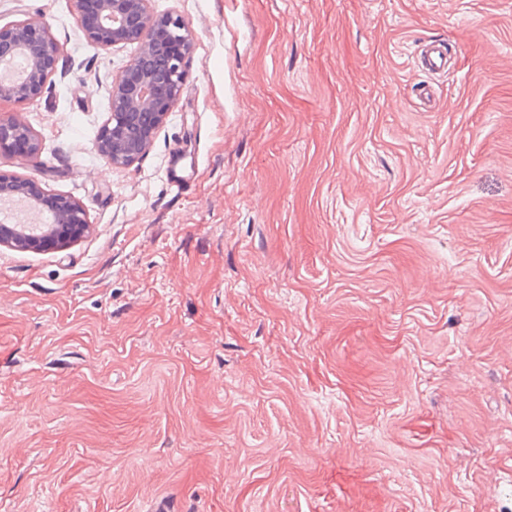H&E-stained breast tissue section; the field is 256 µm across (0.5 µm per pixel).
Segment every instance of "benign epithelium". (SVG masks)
<instances>
[{
    "label": "benign epithelium",
    "mask_w": 512,
    "mask_h": 512,
    "mask_svg": "<svg viewBox=\"0 0 512 512\" xmlns=\"http://www.w3.org/2000/svg\"><path fill=\"white\" fill-rule=\"evenodd\" d=\"M93 21L85 20L87 0H73L85 36L99 49L135 43L137 52L112 79L108 88V118L96 140L98 155L112 167L133 164L149 147L155 133L177 104L187 77V63L194 41L190 27L179 16L156 14L150 0H92ZM61 48L49 27L38 17H28L0 27V64L17 58L25 63L20 79L0 77V100L23 106L40 98L57 70ZM165 62L161 79L156 64ZM16 142L33 157L41 150L39 136L18 116L0 119V147ZM46 193L34 181L0 174V201H25L43 212ZM51 224L39 235L21 236L10 231L21 249L43 250L81 234L88 224L85 210L69 197L51 195Z\"/></svg>",
    "instance_id": "benign-epithelium-1"
}]
</instances>
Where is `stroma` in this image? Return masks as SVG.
<instances>
[{"label":"stroma","mask_w":512,"mask_h":512,"mask_svg":"<svg viewBox=\"0 0 512 512\" xmlns=\"http://www.w3.org/2000/svg\"><path fill=\"white\" fill-rule=\"evenodd\" d=\"M150 5L189 74L114 168L136 45L0 0L61 47L0 172L88 218L0 244V512H512V0ZM422 63L428 70L444 71L448 67V46L440 41H431L424 46Z\"/></svg>","instance_id":"35a3bbf8"}]
</instances>
